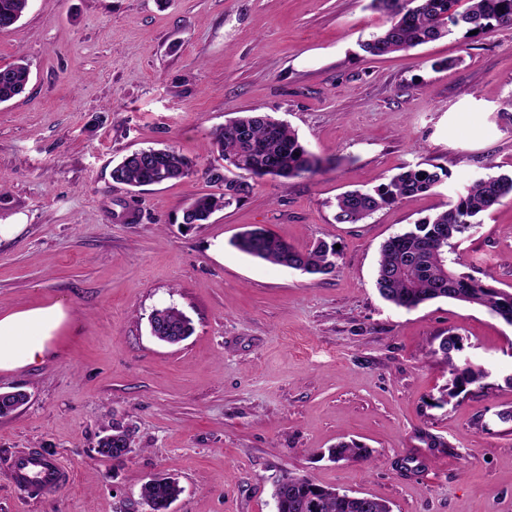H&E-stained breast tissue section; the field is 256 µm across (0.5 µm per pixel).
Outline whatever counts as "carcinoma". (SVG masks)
I'll return each mask as SVG.
<instances>
[{
    "instance_id": "1",
    "label": "carcinoma",
    "mask_w": 512,
    "mask_h": 512,
    "mask_svg": "<svg viewBox=\"0 0 512 512\" xmlns=\"http://www.w3.org/2000/svg\"><path fill=\"white\" fill-rule=\"evenodd\" d=\"M29 0H0V29L17 23ZM464 10L459 0H371V8L383 13L386 25L362 41V51L384 56L438 40L455 30L484 34L498 27L512 26V0H467ZM29 80V67L21 60L0 67V103L22 93ZM214 161L205 169L217 193L195 197L184 210L183 224L206 223L217 211L248 197L263 180L312 177L325 162L311 153L287 124L262 112H245L216 128L210 138ZM195 163L176 148L140 149L126 155L112 169V180L130 186L160 185L181 180L193 173ZM448 179V169L430 161L404 166L371 191L353 190L336 199V222L359 224L386 206L431 191ZM512 198V173H489L477 179L457 201L434 217L409 225L381 247L376 273L380 296L398 308L412 310L430 301L451 299L485 309L512 326V290L496 288L455 270L460 258H448L476 218L493 211ZM239 251L276 265L321 277L337 267L334 245L318 241L308 248L289 244L262 227L245 230L231 241ZM150 323L167 330L169 336L188 337L191 320L175 307L155 311ZM463 348L461 338L448 333L440 337L437 352L448 362V398L489 376V372L454 355ZM131 439L129 429L116 423L111 433L100 438L98 453L111 459L121 451V443ZM335 461L365 459L369 450L351 441L328 450ZM182 489L170 477L152 478L141 488V500L151 512H169ZM276 512H391L389 503L373 498L368 505L358 494L336 491L305 475L279 480L273 492Z\"/></svg>"
}]
</instances>
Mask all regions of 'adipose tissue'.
Returning <instances> with one entry per match:
<instances>
[{
    "label": "adipose tissue",
    "instance_id": "ef3b65f1",
    "mask_svg": "<svg viewBox=\"0 0 512 512\" xmlns=\"http://www.w3.org/2000/svg\"><path fill=\"white\" fill-rule=\"evenodd\" d=\"M67 317L59 302L0 314V372L30 367L51 358Z\"/></svg>",
    "mask_w": 512,
    "mask_h": 512
}]
</instances>
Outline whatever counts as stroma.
Listing matches in <instances>:
<instances>
[{
  "label": "stroma",
  "mask_w": 512,
  "mask_h": 512,
  "mask_svg": "<svg viewBox=\"0 0 512 512\" xmlns=\"http://www.w3.org/2000/svg\"><path fill=\"white\" fill-rule=\"evenodd\" d=\"M385 23L370 0H30L0 30V67L25 59V91L0 104V313L59 301L57 353L0 373L27 402L0 416V512H139L142 484L168 474L171 512H276L289 474L369 494L394 512H512V326L448 299L407 311L375 287L382 244L433 216L489 166L512 171V28L456 31L384 57L360 43ZM448 66L434 69V62ZM256 110L290 125L327 163L265 180L208 223L183 210L210 192L212 130ZM172 146L192 175L131 187L113 167ZM431 159L449 177L359 224L336 198ZM266 228L304 248L338 244L310 278L230 244ZM459 272L512 289V200L482 215ZM173 306L193 334L157 341ZM487 378L447 399L438 339ZM132 451L97 452L105 429ZM364 460L325 456L342 440ZM39 448L72 473L36 492L4 464ZM131 442L129 429L119 423L112 424L111 433L100 438L98 442V453L111 459L116 458V454L121 451L120 442L125 444L126 440Z\"/></svg>",
  "instance_id": "1"
}]
</instances>
